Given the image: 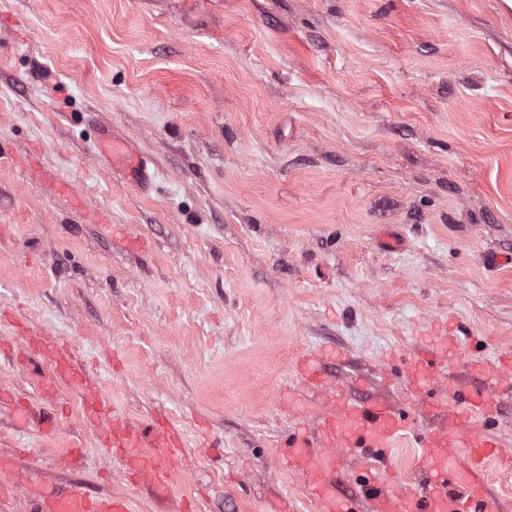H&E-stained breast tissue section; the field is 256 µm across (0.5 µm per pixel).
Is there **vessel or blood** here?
I'll return each mask as SVG.
<instances>
[{
	"label": "vessel or blood",
	"mask_w": 512,
	"mask_h": 512,
	"mask_svg": "<svg viewBox=\"0 0 512 512\" xmlns=\"http://www.w3.org/2000/svg\"><path fill=\"white\" fill-rule=\"evenodd\" d=\"M113 161L138 169L140 183H148L150 175L143 160L128 142L113 139L108 148ZM456 334L441 332L431 352L416 351L404 360L405 374L419 378L416 392L430 393L434 405L448 406V423L437 431L417 434L415 417L399 412L386 404L346 402L335 415L320 419L318 434L297 429L289 434L280 451L284 468L301 473L316 499L320 512H357L355 502L336 496L332 474L336 466L335 450L358 456L365 474L361 486L366 498L373 501L375 512H504L502 500L487 485L483 473L489 457L504 458L505 450L497 448L484 433L468 425L472 414L492 418L497 412L498 387L465 390L457 386L432 387V377H447L448 371L439 366L437 350L457 343ZM52 382L57 386L83 394L86 420L103 419L104 409L98 398L85 393V375L69 356L56 355L52 363ZM105 434L112 448L120 451L130 475L150 472L159 489H167L176 450L178 433L166 423L131 426L119 419L108 421ZM411 441L418 450L416 466L419 472L446 478L440 488L427 485L417 489L386 486L374 474L377 466L387 464L389 448L400 440ZM465 451L463 463H456L453 449ZM32 488L30 512H129L127 499L92 495L75 489L56 491L39 477L28 480Z\"/></svg>",
	"instance_id": "obj_1"
}]
</instances>
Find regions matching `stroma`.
<instances>
[{"instance_id": "stroma-1", "label": "stroma", "mask_w": 512, "mask_h": 512, "mask_svg": "<svg viewBox=\"0 0 512 512\" xmlns=\"http://www.w3.org/2000/svg\"><path fill=\"white\" fill-rule=\"evenodd\" d=\"M126 138L148 187L113 168ZM489 386L512 351L507 0H0V512L29 473L131 512H319L279 465L281 388L402 400L389 355L440 325ZM57 338L86 393L180 433L132 482L66 389L20 363ZM55 413L17 429V403ZM107 153L112 154V165L118 161L125 166L138 167V180L141 184H147L151 177L147 172L142 157L134 152L128 142L124 139L112 137V145L106 149ZM143 166V167H140Z\"/></svg>"}]
</instances>
